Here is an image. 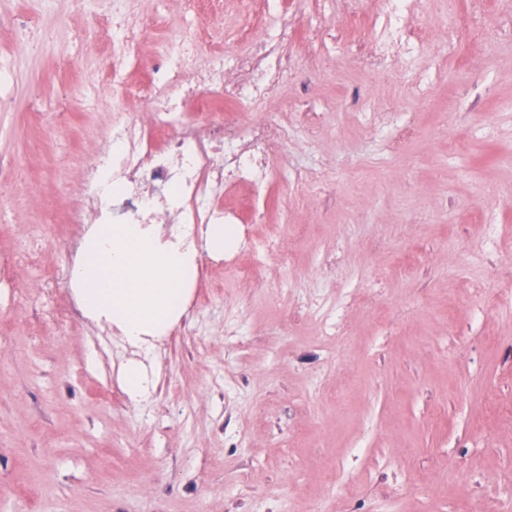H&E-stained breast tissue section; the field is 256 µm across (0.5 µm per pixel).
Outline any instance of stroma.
I'll use <instances>...</instances> for the list:
<instances>
[{"label": "stroma", "mask_w": 512, "mask_h": 512, "mask_svg": "<svg viewBox=\"0 0 512 512\" xmlns=\"http://www.w3.org/2000/svg\"><path fill=\"white\" fill-rule=\"evenodd\" d=\"M280 6L295 67L256 117L277 113L291 136L271 148L255 231L291 247L248 282L203 256L195 288L220 280L224 296L157 338L148 398L123 397L139 352L110 326L38 315L42 272L9 268L23 232L0 223V512H286L323 471L342 485L328 512H389L409 483L430 512L512 491V0H422L395 58L377 41L386 0ZM129 8L150 23L125 73L138 81L188 6ZM264 11L224 0V38L200 62L248 51ZM30 19L53 41L17 47ZM112 36L110 0H0V166L29 185L0 190L1 207L39 224L51 198L87 190ZM486 182L497 197L477 196ZM84 233H44L63 307ZM341 295L354 354L298 304Z\"/></svg>", "instance_id": "stroma-1"}]
</instances>
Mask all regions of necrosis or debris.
I'll return each instance as SVG.
<instances>
[{
  "mask_svg": "<svg viewBox=\"0 0 512 512\" xmlns=\"http://www.w3.org/2000/svg\"><path fill=\"white\" fill-rule=\"evenodd\" d=\"M112 0V42L115 59L123 64L138 60L142 30L140 15ZM191 14L166 43L150 76L139 86L113 77L117 98L138 102L135 112H117L100 142L112 157L115 191L108 202L91 197L71 212L70 223L197 225L227 224L249 263L244 275L262 271L268 255L285 251L284 236L257 237L252 220L223 205L224 187L244 182L257 192L267 188L272 169V136L287 138L288 130L274 117L249 118L280 83L294 62L281 47L291 35L288 13L273 16L275 37L229 58H215L207 66L196 62L200 47L210 38L209 26L221 13L222 0H191ZM196 98L198 110L185 113L172 106L174 94Z\"/></svg>",
  "mask_w": 512,
  "mask_h": 512,
  "instance_id": "necrosis-or-debris-1",
  "label": "necrosis or debris"
}]
</instances>
